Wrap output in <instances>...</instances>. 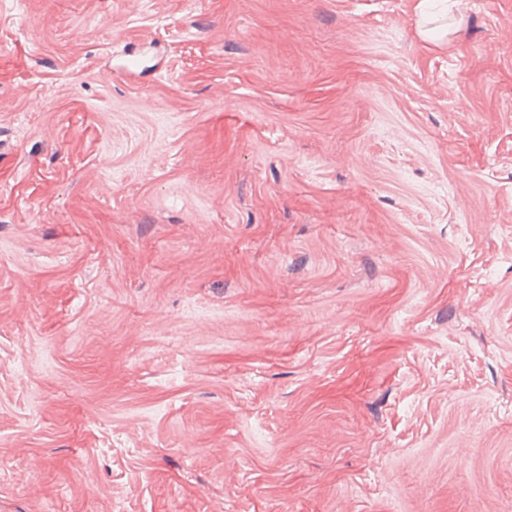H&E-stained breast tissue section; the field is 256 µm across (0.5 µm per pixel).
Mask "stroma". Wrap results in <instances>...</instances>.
Here are the masks:
<instances>
[{
    "label": "stroma",
    "mask_w": 512,
    "mask_h": 512,
    "mask_svg": "<svg viewBox=\"0 0 512 512\" xmlns=\"http://www.w3.org/2000/svg\"><path fill=\"white\" fill-rule=\"evenodd\" d=\"M0 0V512H512V0Z\"/></svg>",
    "instance_id": "stroma-1"
}]
</instances>
